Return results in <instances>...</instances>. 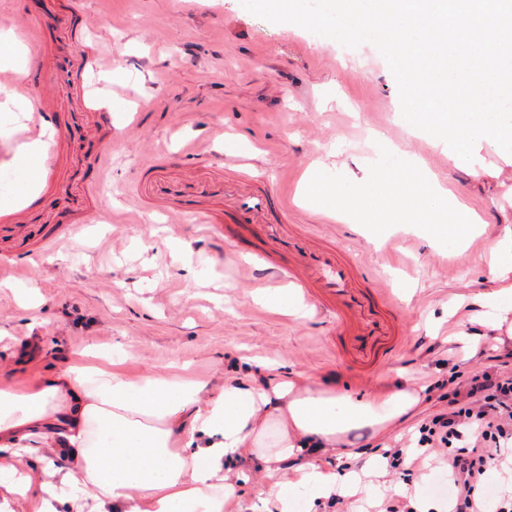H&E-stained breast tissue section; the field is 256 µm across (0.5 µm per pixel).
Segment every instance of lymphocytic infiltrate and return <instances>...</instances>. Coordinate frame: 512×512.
I'll list each match as a JSON object with an SVG mask.
<instances>
[{"mask_svg": "<svg viewBox=\"0 0 512 512\" xmlns=\"http://www.w3.org/2000/svg\"><path fill=\"white\" fill-rule=\"evenodd\" d=\"M484 353L489 367L443 394L445 408L422 420L414 451L393 447L383 452L409 472L443 454L451 480L449 512H486V474L498 465L499 450L512 447V373L495 369L498 356L492 348Z\"/></svg>", "mask_w": 512, "mask_h": 512, "instance_id": "f902f5d3", "label": "lymphocytic infiltrate"}]
</instances>
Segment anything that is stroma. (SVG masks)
Here are the masks:
<instances>
[{"label":"stroma","instance_id":"35a3bbf8","mask_svg":"<svg viewBox=\"0 0 512 512\" xmlns=\"http://www.w3.org/2000/svg\"><path fill=\"white\" fill-rule=\"evenodd\" d=\"M60 0H0V28L33 29ZM88 28L83 40L50 32L42 59L50 67L56 47L70 43L78 69L85 52L106 53L96 75L109 95L110 120L83 111L80 87L51 84L55 122L66 139L51 176L22 214L0 222V368L21 382L64 367L89 345L128 352L134 376L168 363H189L210 385L249 376L244 358L273 360L278 372L340 395L366 397L378 389H414L459 373L484 369L486 342L465 310L449 314L462 295L489 289V242L512 228V158L486 151L488 174L475 179L447 151L410 136L397 121L398 86L372 44L355 48L362 69L350 67L333 39L310 40L306 29L275 24L248 12L241 0H79ZM241 144L257 176L293 202V221L345 245L365 271L389 277L402 309L405 341L369 376L354 373L332 351L327 322L293 319L262 309L257 290L223 245L204 240L185 216L140 211L134 194L142 169L159 154L198 150L213 159L222 141ZM415 155L435 178L487 222L467 249L432 248L403 230L370 244L358 225L325 220L313 206L295 203L302 172L319 166L349 180L363 176L379 145ZM112 164L101 181L92 173L101 150ZM184 244L181 257L165 238ZM34 286L41 304L19 305L9 281ZM472 334L470 345L448 338L449 324ZM423 397L404 420L384 433L370 428L342 437L350 454L371 468L377 449L406 441L418 422L439 409ZM429 479L381 469L370 494L345 496L342 507L321 512H378L385 497L403 495L448 508L443 463Z\"/></svg>","mask_w":512,"mask_h":512}]
</instances>
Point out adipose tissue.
Listing matches in <instances>:
<instances>
[{
    "label": "adipose tissue",
    "mask_w": 512,
    "mask_h": 512,
    "mask_svg": "<svg viewBox=\"0 0 512 512\" xmlns=\"http://www.w3.org/2000/svg\"><path fill=\"white\" fill-rule=\"evenodd\" d=\"M490 254L495 287L470 304L496 333L512 322L511 229ZM127 357L91 346L28 385L0 382V512H229L248 480L265 512H294L301 491L313 508L338 489L313 450L335 449L354 428H386L420 400L413 390L337 395L272 370L212 392L167 369L129 377ZM272 428L279 449L267 456ZM249 458L258 475L238 469Z\"/></svg>",
    "instance_id": "obj_1"
}]
</instances>
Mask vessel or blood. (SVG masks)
Segmentation results:
<instances>
[{"instance_id": "vessel-or-blood-1", "label": "vessel or blood", "mask_w": 512, "mask_h": 512, "mask_svg": "<svg viewBox=\"0 0 512 512\" xmlns=\"http://www.w3.org/2000/svg\"><path fill=\"white\" fill-rule=\"evenodd\" d=\"M47 23L80 30L76 0ZM135 205L186 214L203 236L223 239L246 260L257 287L293 289L332 321V346L357 369H379L400 347L404 331L390 289L377 286L341 244L290 223L277 192L236 156L203 168L149 166L140 174Z\"/></svg>"}]
</instances>
